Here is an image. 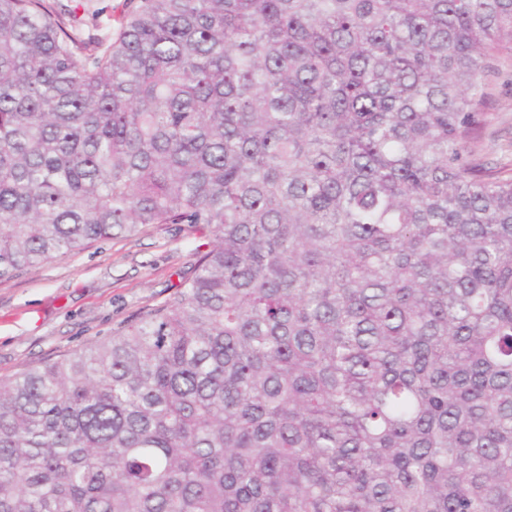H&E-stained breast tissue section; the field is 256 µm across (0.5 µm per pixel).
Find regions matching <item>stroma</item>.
Returning a JSON list of instances; mask_svg holds the SVG:
<instances>
[{"label": "stroma", "mask_w": 512, "mask_h": 512, "mask_svg": "<svg viewBox=\"0 0 512 512\" xmlns=\"http://www.w3.org/2000/svg\"><path fill=\"white\" fill-rule=\"evenodd\" d=\"M82 38H112L129 0H49ZM488 123L477 148L492 167L512 168V57L494 63ZM211 235L192 224H151L0 279V378L111 335L124 321L173 299Z\"/></svg>", "instance_id": "35a3bbf8"}]
</instances>
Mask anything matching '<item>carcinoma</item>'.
I'll use <instances>...</instances> for the list:
<instances>
[{
  "mask_svg": "<svg viewBox=\"0 0 512 512\" xmlns=\"http://www.w3.org/2000/svg\"><path fill=\"white\" fill-rule=\"evenodd\" d=\"M512 0H0V279L149 224L172 301L0 378V512H512ZM64 22L87 38L116 36L128 0H49ZM75 16V17H74ZM488 77L486 107L488 123L477 148L478 157L488 166L512 168V58L504 55L494 62Z\"/></svg>",
  "mask_w": 512,
  "mask_h": 512,
  "instance_id": "obj_1",
  "label": "carcinoma"
}]
</instances>
